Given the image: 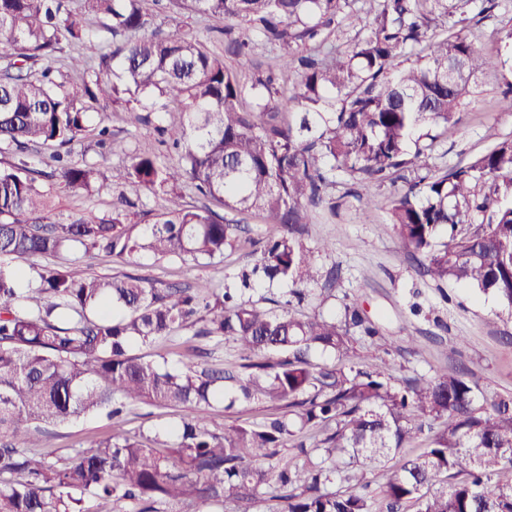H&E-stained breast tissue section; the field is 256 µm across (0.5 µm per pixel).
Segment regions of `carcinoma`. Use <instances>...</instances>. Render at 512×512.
<instances>
[{"label":"carcinoma","instance_id":"cac0c4a2","mask_svg":"<svg viewBox=\"0 0 512 512\" xmlns=\"http://www.w3.org/2000/svg\"><path fill=\"white\" fill-rule=\"evenodd\" d=\"M145 0H85L96 22L70 0H0V150L17 162L0 167V512H182L192 504L260 500L275 512H512V396H483L474 375L395 379L383 364L315 365L316 350L350 354L351 336L379 330L359 311L344 319L277 312L206 281L175 288L131 274L102 276L78 261L30 266L35 281L17 286V260L147 251L157 258L211 260L234 246L239 221L180 202L179 185L230 213L254 212L278 232L242 283L261 275L308 299L326 287L307 247L310 224L332 205L336 176L383 182L427 167L438 135L458 121L478 75L506 64L454 31L458 11L476 0H168L224 20V50L206 49L180 24L141 37ZM364 31L352 47L329 42L340 16ZM246 24L238 31L235 22ZM441 33L436 35L434 30ZM112 39L97 66L61 44ZM280 51L279 73L243 82L224 58H245L255 39ZM427 53L400 59L421 43ZM81 79L70 84L66 71ZM156 91L161 108L183 120L157 126L181 150L171 166L151 155L102 170L73 160L69 146L90 114ZM89 194L104 186L171 188L169 206L146 212L140 234L125 210L98 220L54 224L38 179ZM389 223L422 273L462 281L512 310V138H501L464 166L417 177L390 201ZM199 326L195 335L233 341L244 363L237 376L198 370L193 358L174 371L130 354L136 345ZM279 353L254 361L257 351ZM232 381L246 401L287 412L260 425H211L204 415L143 440L122 431L68 456L49 450L58 425L95 413L117 424L135 402L208 406ZM425 438L422 453L403 449ZM292 446L302 465L264 469ZM390 466L375 496L367 468Z\"/></svg>","mask_w":512,"mask_h":512}]
</instances>
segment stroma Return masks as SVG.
Wrapping results in <instances>:
<instances>
[{
    "instance_id": "35a3bbf8",
    "label": "stroma",
    "mask_w": 512,
    "mask_h": 512,
    "mask_svg": "<svg viewBox=\"0 0 512 512\" xmlns=\"http://www.w3.org/2000/svg\"><path fill=\"white\" fill-rule=\"evenodd\" d=\"M197 30L204 45L222 52L223 43L215 33L217 22L184 10L168 9L154 15V24L169 29L172 22ZM461 29L488 55L506 59L503 68L484 71L474 97L463 108L459 121L437 140L429 161L432 171L443 172L466 165L484 154L494 138L512 137V112L499 100L507 82H512V0H500L497 7L462 23ZM132 111L108 108L98 118L107 125L119 150L100 147L92 135L75 142L77 158L99 164L102 169L126 163L130 156L154 153L168 164L178 161L176 153L160 142L153 125L135 122V114L161 112L157 94L145 92L131 100ZM163 123L179 122L180 113L161 112ZM404 186L403 181L337 183L332 194L335 211H322L310 227L308 247L316 251V263L336 269L338 277L331 288H314L313 296L301 311L327 317H340L346 304H356L381 329L389 352L388 370L392 376L429 378L465 368L478 380L485 395H512V311L505 309L489 293L466 284H436L418 272V260L396 237L388 219L391 198ZM52 222L66 224L83 217L96 219L111 215L114 203L127 198V213H159L168 205L166 190L104 188L89 194L71 191L55 181H41ZM235 247L212 262H185L177 258L157 259L142 252L136 257L110 255L94 250L86 254L82 268L99 275L130 273L182 287L206 280L215 288H240V274L259 256L264 240L275 228L261 216L247 214ZM332 240L335 250L317 251L318 243ZM196 348L204 368L239 369V357L231 340L222 337L198 338L186 329L175 336L149 345H139L134 355L155 363H174L180 353ZM192 408H162L134 403L123 428L146 438L165 425L195 416ZM107 420L99 415L84 416L55 426L53 448L59 454L87 446L92 439L108 434Z\"/></svg>"
}]
</instances>
